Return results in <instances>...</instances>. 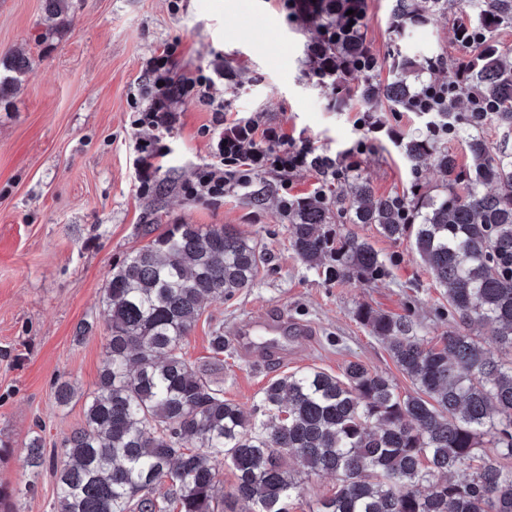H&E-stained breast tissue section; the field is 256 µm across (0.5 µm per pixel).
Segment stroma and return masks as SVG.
Returning <instances> with one entry per match:
<instances>
[{"instance_id": "35a3bbf8", "label": "stroma", "mask_w": 512, "mask_h": 512, "mask_svg": "<svg viewBox=\"0 0 512 512\" xmlns=\"http://www.w3.org/2000/svg\"><path fill=\"white\" fill-rule=\"evenodd\" d=\"M393 0H366L364 37L379 61L392 46L414 56L443 54L433 81L456 79L457 63L470 54L457 41L458 22L472 15L452 0L431 22L396 35ZM72 21L62 35L46 38L51 21L44 0H0V55L18 52L32 61L23 88L0 106V485L36 490L20 512H49L54 497L50 470L31 476L25 445L36 423L47 443L60 442L83 420L85 396L95 390L103 366L107 317L99 299L107 276L127 254L147 244L145 225H233L267 253L251 288L206 304L188 338V358L203 364L209 340L223 332L225 399L252 411L264 387L282 376L315 368L341 374L351 361L384 373L399 392L413 385L385 344L356 318L359 306L411 316L419 335L439 339L454 331L448 299L418 257L412 240L391 241L371 224H342L370 242L386 273L366 282L307 268L290 246L280 209V180L263 173L256 197L227 192L217 206L187 199L182 184L208 160L212 140L201 129L211 114L188 100L176 108L170 129L130 126V98L148 59L178 42L174 71L203 70L224 96L227 122L241 118L274 127L312 144L316 153L344 160L359 141L356 161L376 194L412 197L438 193L449 178L432 160L412 166L408 139L425 131L418 113L380 101L334 110L328 90L309 75L315 33L283 6V0H71ZM235 77L225 80V68ZM384 125L369 134L363 114ZM160 137L156 188L140 195L135 180L136 139ZM287 317L301 333L285 341L278 359L250 358L234 332L244 321ZM93 331L75 342L78 324ZM71 380L72 402L56 407L54 380Z\"/></svg>"}]
</instances>
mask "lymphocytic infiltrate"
I'll return each mask as SVG.
<instances>
[{
  "instance_id": "f902f5d3",
  "label": "lymphocytic infiltrate",
  "mask_w": 512,
  "mask_h": 512,
  "mask_svg": "<svg viewBox=\"0 0 512 512\" xmlns=\"http://www.w3.org/2000/svg\"><path fill=\"white\" fill-rule=\"evenodd\" d=\"M187 96L196 98L212 113L204 134L216 132L220 138L211 158L198 165L193 180L182 185L186 198L207 205L220 204L225 192L249 193L259 171L279 170L287 175L298 169H311L323 186L338 176L335 158L315 153L307 142L295 141L271 127H260L251 119L225 127L224 97L213 79L201 72L167 79L160 93L154 92L151 85H140L132 99V127L170 128L175 121L169 109L171 102Z\"/></svg>"
}]
</instances>
